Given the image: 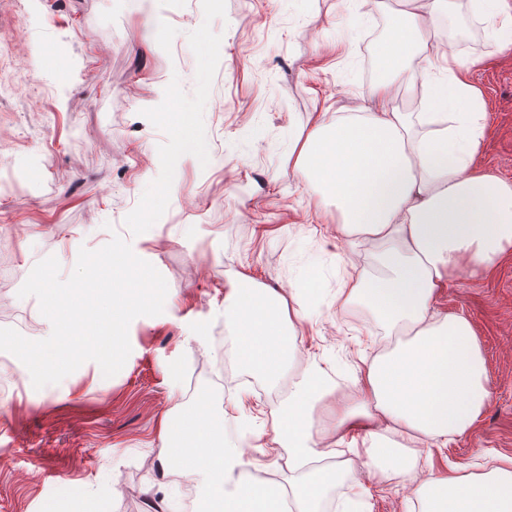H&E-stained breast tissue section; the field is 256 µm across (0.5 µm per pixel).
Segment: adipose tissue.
<instances>
[{"label": "adipose tissue", "instance_id": "adipose-tissue-1", "mask_svg": "<svg viewBox=\"0 0 512 512\" xmlns=\"http://www.w3.org/2000/svg\"><path fill=\"white\" fill-rule=\"evenodd\" d=\"M404 22L386 39L379 75L356 111L316 117L298 135L288 168L336 210V237L380 250L381 276L347 274L337 303L372 305L400 341L365 367L355 391L337 393L309 373L284 382L304 320L290 298L238 277L224 295V325L241 364L283 399L272 414L271 442L287 482L243 475L244 452L226 443L221 420L200 394L165 415L153 459L162 476L196 477L211 512H323L346 472L339 449L357 427L360 458L378 481L411 472L416 448L447 447L485 407V360L469 319L437 316L432 300L460 264L489 268L512 248V184L479 171L485 129L481 92L459 76L454 52L424 34L453 0H400ZM440 64L433 102L448 112L398 111L395 89L413 85L420 64ZM326 417L330 434L313 430ZM410 497L420 512H512V456L486 472L429 470Z\"/></svg>", "mask_w": 512, "mask_h": 512}]
</instances>
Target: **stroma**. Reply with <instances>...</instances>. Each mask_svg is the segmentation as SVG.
I'll return each mask as SVG.
<instances>
[{
    "label": "stroma",
    "instance_id": "35a3bbf8",
    "mask_svg": "<svg viewBox=\"0 0 512 512\" xmlns=\"http://www.w3.org/2000/svg\"><path fill=\"white\" fill-rule=\"evenodd\" d=\"M168 38L156 49L129 0H0V328L29 315L28 339L50 325L18 291L53 256L68 278L80 248L113 235L165 278L164 311L129 326L131 353L104 377L88 361L35 389L27 368L0 351V512H204L183 483L152 465L162 417L184 405L185 368L210 411L235 428L246 459L269 464L275 395L239 384L237 342L224 329L228 281L243 275L282 291L320 284L298 299L305 331L297 368L352 389L391 338L364 304H336L349 271L382 270L373 247L336 242V211L285 161L298 132L324 112H350L378 76L376 45L398 24L397 0H161ZM437 42L473 62L485 103L477 164L512 182V47L501 48L456 0ZM465 315L486 361L490 399L467 435L421 447L411 475L370 478L351 467L327 512H406L413 478L430 467L512 456V251L490 274L460 266L435 304Z\"/></svg>",
    "mask_w": 512,
    "mask_h": 512
}]
</instances>
